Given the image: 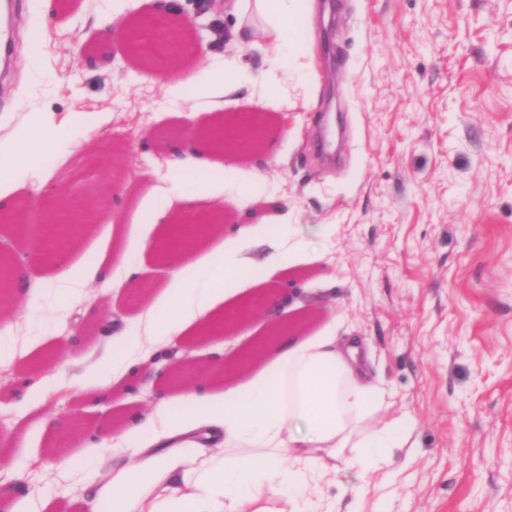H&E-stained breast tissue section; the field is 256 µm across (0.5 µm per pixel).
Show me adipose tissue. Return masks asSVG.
I'll return each instance as SVG.
<instances>
[{
	"mask_svg": "<svg viewBox=\"0 0 512 512\" xmlns=\"http://www.w3.org/2000/svg\"><path fill=\"white\" fill-rule=\"evenodd\" d=\"M254 12L271 38L269 65L285 68L295 41L294 8L289 0H254ZM198 89L209 111L224 108V98L240 84L234 67L199 81L192 68L180 74ZM56 129L24 132L0 148V201L20 188L18 174L59 137ZM203 260L184 263L171 256L172 281L162 301L148 304L136 324L112 336L95 377L111 369L157 370L159 351L181 350L187 337L210 323L224 298L225 279L253 277L263 268L287 264L291 250L285 225L264 241L262 259L240 253L224 257V230L206 241ZM52 274L31 278L14 272L12 295L24 300L53 285L74 291L84 281L66 265L51 262ZM388 392L371 384L364 347L352 340L337 345L326 336L283 347L279 358L253 379L226 384L206 379L190 390L161 396L153 410L135 415L113 438V450L99 453L96 465L109 475L94 481L86 512H322L309 490L327 460L364 472L375 470L391 451L405 447L409 414L384 417Z\"/></svg>",
	"mask_w": 512,
	"mask_h": 512,
	"instance_id": "obj_1",
	"label": "adipose tissue"
}]
</instances>
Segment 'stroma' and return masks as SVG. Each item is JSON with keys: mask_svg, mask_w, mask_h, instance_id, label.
<instances>
[{"mask_svg": "<svg viewBox=\"0 0 512 512\" xmlns=\"http://www.w3.org/2000/svg\"><path fill=\"white\" fill-rule=\"evenodd\" d=\"M254 0H183L191 39L181 65L199 75L237 60L242 75L265 76L262 91L225 97L229 121L263 115L259 151L237 158L199 145L216 170L171 180L167 145L193 138L209 120L196 93L178 83L181 65L154 79L129 57L115 24L152 14L156 0H16L7 29L14 46L0 82V144L20 132L62 135L20 178L24 237L0 228V246L38 249L33 226L43 196L99 188L106 200L70 245L100 270L60 307L43 291L11 312V333L28 353L0 367V466L30 463L29 491L53 495L47 512H83L79 478H62L51 454L87 457L86 435L104 439L169 384L131 373L86 383L84 371L107 343L92 310L133 320L170 281L158 257L164 225L151 224L154 189L169 190L168 218L198 208L225 212L224 249L287 222L301 249L285 266L225 280L216 311L226 321L225 353L252 377L278 354L275 319L292 339L334 335L364 341L373 380L392 394L390 414L410 413L407 447L369 473L326 471L310 493L337 512H512V0H297L296 47L287 72L268 71V41ZM120 144L110 181L84 169L91 154ZM232 169L226 181L224 169ZM263 175L264 188L239 184ZM128 254L121 262L120 254ZM299 297L279 316L245 314L274 287ZM51 388L29 409L16 405L32 361ZM84 419L60 436L53 420Z\"/></svg>", "mask_w": 512, "mask_h": 512, "instance_id": "obj_1", "label": "stroma"}]
</instances>
